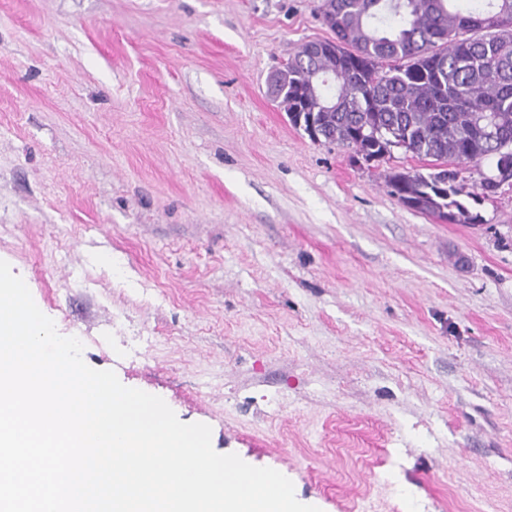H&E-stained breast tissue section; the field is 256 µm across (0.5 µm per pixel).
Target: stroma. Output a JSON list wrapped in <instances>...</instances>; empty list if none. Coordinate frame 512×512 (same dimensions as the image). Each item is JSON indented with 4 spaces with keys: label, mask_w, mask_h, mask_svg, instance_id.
Masks as SVG:
<instances>
[{
    "label": "stroma",
    "mask_w": 512,
    "mask_h": 512,
    "mask_svg": "<svg viewBox=\"0 0 512 512\" xmlns=\"http://www.w3.org/2000/svg\"><path fill=\"white\" fill-rule=\"evenodd\" d=\"M320 3L0 0V260L320 512H512V189L445 224L292 126Z\"/></svg>",
    "instance_id": "stroma-1"
}]
</instances>
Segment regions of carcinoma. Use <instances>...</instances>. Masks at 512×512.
Segmentation results:
<instances>
[{
	"label": "carcinoma",
	"mask_w": 512,
	"mask_h": 512,
	"mask_svg": "<svg viewBox=\"0 0 512 512\" xmlns=\"http://www.w3.org/2000/svg\"><path fill=\"white\" fill-rule=\"evenodd\" d=\"M455 0H341L328 25L343 59L329 83L315 78L318 61L303 44L272 74L281 104L323 106L322 142L391 158L392 141L413 156L446 167L440 172L393 170L391 194L409 209L455 224L477 214L461 199L462 165L512 151V0H478L464 13Z\"/></svg>",
	"instance_id": "carcinoma-1"
}]
</instances>
